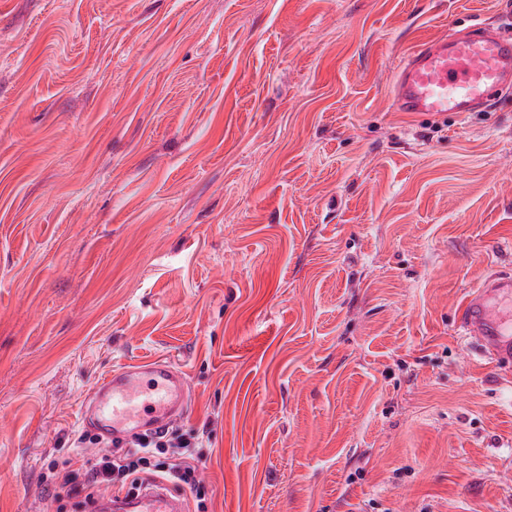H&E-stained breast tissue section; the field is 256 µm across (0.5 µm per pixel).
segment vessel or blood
<instances>
[{
  "mask_svg": "<svg viewBox=\"0 0 512 512\" xmlns=\"http://www.w3.org/2000/svg\"><path fill=\"white\" fill-rule=\"evenodd\" d=\"M512 86V35L478 27L419 43L396 72L391 86L398 111L431 116L476 111ZM458 329L479 357L512 362V274H491L469 290L458 308ZM188 387L183 372L163 361L113 368L93 388L81 425L102 435L128 428L166 426L184 409ZM104 512H182L179 494L147 488L130 500H101Z\"/></svg>",
  "mask_w": 512,
  "mask_h": 512,
  "instance_id": "b4317fda",
  "label": "vessel or blood"
}]
</instances>
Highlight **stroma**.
Here are the masks:
<instances>
[{
    "mask_svg": "<svg viewBox=\"0 0 512 512\" xmlns=\"http://www.w3.org/2000/svg\"><path fill=\"white\" fill-rule=\"evenodd\" d=\"M512 0H0V512H91L94 385L185 374V512H512V91L399 112L422 41ZM458 329L480 358L512 362V274L492 273L468 291L458 308Z\"/></svg>",
    "mask_w": 512,
    "mask_h": 512,
    "instance_id": "obj_1",
    "label": "stroma"
}]
</instances>
